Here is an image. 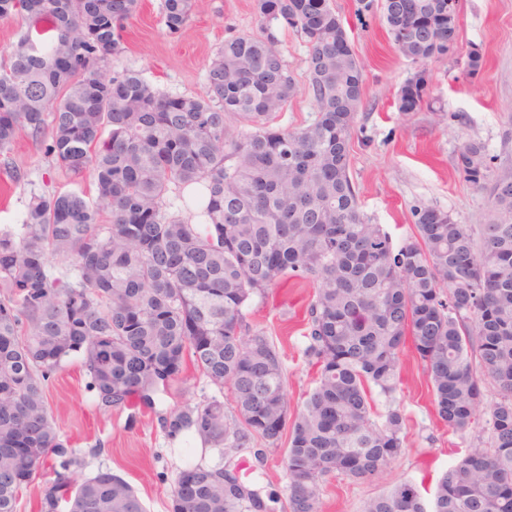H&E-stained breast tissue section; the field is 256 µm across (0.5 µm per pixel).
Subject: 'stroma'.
Here are the masks:
<instances>
[{"label":"stroma","mask_w":512,"mask_h":512,"mask_svg":"<svg viewBox=\"0 0 512 512\" xmlns=\"http://www.w3.org/2000/svg\"><path fill=\"white\" fill-rule=\"evenodd\" d=\"M162 0H139L125 21L122 52L108 70L138 73L154 89L170 96H197L206 87L208 67L224 40L259 31L255 0H197L185 26L175 34L160 22ZM348 42L363 64L365 98L350 135L349 175L361 211L383 225L394 243L416 234L415 209L432 206L460 224L486 223L489 190L470 182L459 155L477 142L485 149L488 176L512 169V0H460L459 38L452 54L425 65L413 63L395 47L379 6L363 0H331ZM276 48L298 84L306 82V43L296 28L276 31ZM485 64L479 73L465 67L471 48ZM424 72L427 93L412 112L399 108V92L416 72ZM93 193L90 172L73 175L59 169L44 144L19 134L7 162H0V228L21 223L32 194ZM311 284L284 280L249 302L247 321L282 354L283 379L292 411H299L315 386L316 369L305 350ZM80 358L67 361L46 384V395L62 440L79 460L74 478L111 470L137 491L146 512H171L178 472L190 462L215 463L217 449L191 435L167 436L162 416L173 409L215 396L218 390L193 365L160 388L152 405L138 401L121 408L99 404L88 387ZM396 403L406 417L402 453L380 473L364 478L328 477L321 487V512H362L364 503L400 484L416 486L432 501L438 478L475 444L480 422L469 432L448 430L438 419L431 386L412 350L402 355ZM287 440L278 447L251 440L231 453L235 464H252V479L285 494Z\"/></svg>","instance_id":"obj_1"}]
</instances>
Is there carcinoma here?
Listing matches in <instances>:
<instances>
[{"mask_svg":"<svg viewBox=\"0 0 512 512\" xmlns=\"http://www.w3.org/2000/svg\"><path fill=\"white\" fill-rule=\"evenodd\" d=\"M392 0L382 12L398 51L416 64L457 42L459 0ZM138 0H0V18L25 29L0 65V154L19 131L48 138L59 168L93 173L95 194L31 196L20 228L0 230V512H17L22 486L48 458L46 497L73 512H146L110 470L79 482L60 440L45 385L79 357L105 407L150 404L191 362L227 389L162 418L167 435L192 432L215 448L254 438L278 446L288 424L279 351L250 333L252 296L282 279L313 283L306 353L316 386L294 416L285 455L288 500L248 483L229 462L188 463L171 512H321V482L362 479L404 448L394 405L401 354L411 343L438 418L464 432L490 380L498 399L479 441L439 479L433 510L400 484L363 512H512V170L489 191L490 219L457 223L415 210L416 236L399 245L360 211L349 141L364 100L360 61L330 0H256L261 34L224 41L208 92L166 96L137 74L104 66L121 52L118 27ZM194 0H163L179 32ZM306 37L309 125L273 130L267 119L299 92L275 49L276 26ZM407 81L401 110L424 100ZM237 119L249 129H232ZM468 179L483 185V148L463 146ZM189 189L201 222L171 211ZM385 398L374 411L372 393Z\"/></svg>","mask_w":512,"mask_h":512,"instance_id":"cac0c4a2","label":"carcinoma"}]
</instances>
